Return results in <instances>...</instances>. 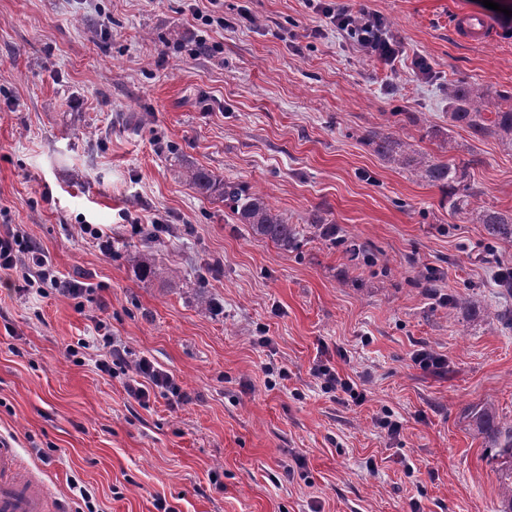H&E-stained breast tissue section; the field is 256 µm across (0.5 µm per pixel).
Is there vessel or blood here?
Wrapping results in <instances>:
<instances>
[{
	"instance_id": "b4317fda",
	"label": "vessel or blood",
	"mask_w": 512,
	"mask_h": 512,
	"mask_svg": "<svg viewBox=\"0 0 512 512\" xmlns=\"http://www.w3.org/2000/svg\"><path fill=\"white\" fill-rule=\"evenodd\" d=\"M454 31L471 44L490 41L495 35L490 21L469 13L457 15ZM0 512H50L46 488L36 477L20 472L15 448L4 443H0Z\"/></svg>"
}]
</instances>
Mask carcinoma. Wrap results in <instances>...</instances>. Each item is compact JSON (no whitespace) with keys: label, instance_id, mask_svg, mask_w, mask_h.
Here are the masks:
<instances>
[{"label":"carcinoma","instance_id":"obj_1","mask_svg":"<svg viewBox=\"0 0 512 512\" xmlns=\"http://www.w3.org/2000/svg\"><path fill=\"white\" fill-rule=\"evenodd\" d=\"M448 103L452 122L467 127L476 136L493 134L504 146L512 147L511 92L475 82L451 84ZM368 141L381 156L438 187L450 214L465 215L473 223L484 225L488 238L493 241L512 239V213L477 205V194L465 182V173L454 164L419 154L389 132L376 131L369 135ZM182 177L198 194L224 203L255 234L284 249L294 244L296 227L288 223V218L274 212L260 191L243 182L220 178L199 166L185 167ZM128 260L147 278L175 273L173 269L145 263L137 252L129 254ZM478 419L492 433V447L486 449V456L496 464L500 479L497 512H512V420L495 422L493 410L488 406L478 411Z\"/></svg>","mask_w":512,"mask_h":512}]
</instances>
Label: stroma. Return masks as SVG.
<instances>
[{
    "instance_id": "stroma-1",
    "label": "stroma",
    "mask_w": 512,
    "mask_h": 512,
    "mask_svg": "<svg viewBox=\"0 0 512 512\" xmlns=\"http://www.w3.org/2000/svg\"><path fill=\"white\" fill-rule=\"evenodd\" d=\"M344 2L383 18L395 61L303 0H223L220 27L191 10L207 0H0V226L97 286L80 307L0 273V436L62 512H495L471 410L512 419V328L494 318L512 240L366 136L463 167L481 205L512 212V149L448 118L449 85L512 91V0ZM459 12L493 40H457ZM188 165L261 191L294 245L197 194ZM132 252L174 276L140 278ZM113 342L187 401L129 398L123 368L99 369Z\"/></svg>"
}]
</instances>
